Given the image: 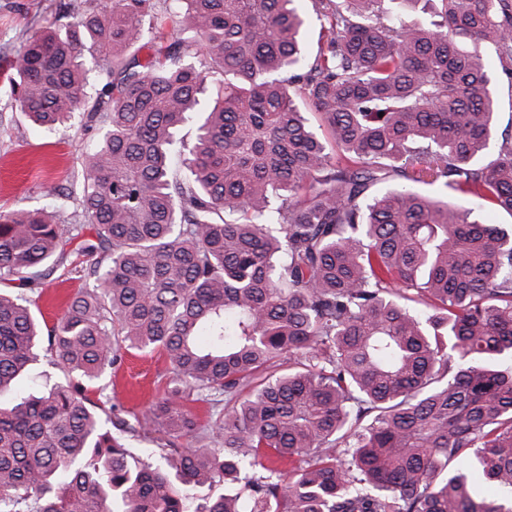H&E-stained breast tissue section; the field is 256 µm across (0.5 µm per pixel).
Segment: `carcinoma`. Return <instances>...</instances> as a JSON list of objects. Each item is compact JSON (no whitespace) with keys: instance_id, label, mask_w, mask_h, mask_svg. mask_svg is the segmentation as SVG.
I'll return each mask as SVG.
<instances>
[{"instance_id":"carcinoma-1","label":"carcinoma","mask_w":512,"mask_h":512,"mask_svg":"<svg viewBox=\"0 0 512 512\" xmlns=\"http://www.w3.org/2000/svg\"><path fill=\"white\" fill-rule=\"evenodd\" d=\"M168 2L69 0L16 53L25 117L94 136L92 286L48 330L67 379L22 399L37 326L0 294V512H512V234L474 215H512L483 57L512 79V0H312L311 58L297 0ZM74 239L0 212V282ZM124 349L173 371L143 420L87 394ZM195 395L227 400L182 450ZM152 432L159 464L125 443ZM299 3L306 18L304 46L305 55L308 56L316 51L318 43L320 42L322 36H324V31L321 29L320 22L317 20L313 11L311 0H303Z\"/></svg>"}]
</instances>
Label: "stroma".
<instances>
[{
  "label": "stroma",
  "instance_id": "obj_1",
  "mask_svg": "<svg viewBox=\"0 0 512 512\" xmlns=\"http://www.w3.org/2000/svg\"><path fill=\"white\" fill-rule=\"evenodd\" d=\"M64 0H0V211L15 206H46L58 191H80L83 153L91 143L78 120L53 130L35 127L21 113L11 77L16 51L36 31L48 26ZM86 257L73 255L47 276L28 297L42 329H50L69 296L87 281L77 267ZM171 369L158 354L130 349L120 362L89 383V397L146 415L166 387Z\"/></svg>",
  "mask_w": 512,
  "mask_h": 512
}]
</instances>
